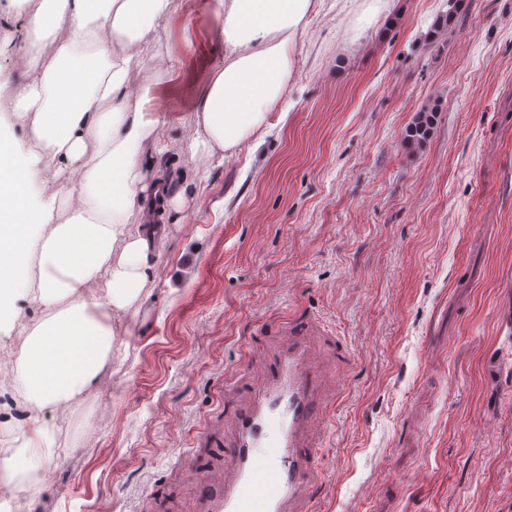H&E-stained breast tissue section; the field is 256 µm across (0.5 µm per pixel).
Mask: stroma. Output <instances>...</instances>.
Segmentation results:
<instances>
[{"label": "stroma", "mask_w": 512, "mask_h": 512, "mask_svg": "<svg viewBox=\"0 0 512 512\" xmlns=\"http://www.w3.org/2000/svg\"><path fill=\"white\" fill-rule=\"evenodd\" d=\"M205 0H170L141 45L162 153L186 207L138 314L116 329L97 395L45 411L31 450L11 358L40 316L12 288L0 321V458L23 512H202V477L229 472L232 414L263 363L306 330L321 375L309 512H512V0H394L355 33L313 17L286 112L257 149H190L182 118L220 49ZM39 0H0V79L21 92ZM430 115L425 138L409 137Z\"/></svg>", "instance_id": "35a3bbf8"}]
</instances>
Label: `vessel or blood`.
I'll use <instances>...</instances> for the list:
<instances>
[{
    "mask_svg": "<svg viewBox=\"0 0 512 512\" xmlns=\"http://www.w3.org/2000/svg\"><path fill=\"white\" fill-rule=\"evenodd\" d=\"M266 383L236 412L226 441L233 468L206 482L204 512H301L311 496L314 450L307 424L316 385L302 343L266 366Z\"/></svg>",
    "mask_w": 512,
    "mask_h": 512,
    "instance_id": "b4317fda",
    "label": "vessel or blood"
}]
</instances>
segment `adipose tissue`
<instances>
[{
	"instance_id": "1",
	"label": "adipose tissue",
	"mask_w": 512,
	"mask_h": 512,
	"mask_svg": "<svg viewBox=\"0 0 512 512\" xmlns=\"http://www.w3.org/2000/svg\"><path fill=\"white\" fill-rule=\"evenodd\" d=\"M170 0H40L27 31L24 64L32 79L13 95L0 81V111L29 128L25 176L38 181L43 159L54 175L78 173L76 194L35 198L27 262L39 279L25 287L45 314L29 327L15 357L28 404L43 410L90 389L105 368L117 318L139 301L153 270L152 252L162 229L130 227L134 211L182 206L163 179L145 183L142 168L157 149L158 118L150 87L128 80L137 60L115 53L113 43L152 42ZM217 21L220 60L187 121L193 150L230 156L245 143L260 144L269 112L281 107L293 76V51L308 18L325 0H207ZM68 29L63 41L58 30ZM93 41L88 56L76 46ZM78 77V93L61 89L63 68ZM104 280V297L86 294Z\"/></svg>"
}]
</instances>
